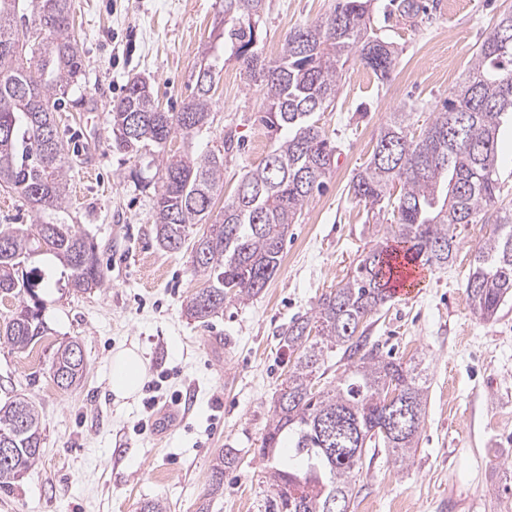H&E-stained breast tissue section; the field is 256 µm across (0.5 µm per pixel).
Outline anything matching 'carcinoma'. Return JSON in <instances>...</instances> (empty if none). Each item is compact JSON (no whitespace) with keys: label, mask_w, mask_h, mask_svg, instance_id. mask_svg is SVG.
Returning <instances> with one entry per match:
<instances>
[{"label":"carcinoma","mask_w":512,"mask_h":512,"mask_svg":"<svg viewBox=\"0 0 512 512\" xmlns=\"http://www.w3.org/2000/svg\"><path fill=\"white\" fill-rule=\"evenodd\" d=\"M265 2L224 0L222 47L204 51L193 94L180 111H163L149 83L135 77L108 112L118 148L152 147L161 154L162 185L153 213L158 244L179 251L190 226L207 225L191 248L192 265L205 276V286L186 304L190 317L202 323L224 310V302L248 300L266 288L280 268L288 227L326 188L335 147L320 116L335 100L348 60L358 59L381 81L398 64L393 42L371 28L370 0H336L325 21L289 32L282 54L268 61L259 47ZM226 58L263 91L267 107L260 121L274 135V146L244 173L216 213L215 200L224 192V154L233 149V137L200 155L171 154L166 145L177 134L193 137L209 126L212 90ZM81 74L70 0H0V187L48 216L40 224L0 230L9 243L0 249V295L33 301L0 330V338L18 351L47 331L36 291L45 275L24 277L22 264L49 255L66 286L78 292L104 282L94 247L60 217L70 167L55 113ZM132 115L139 124L128 138ZM510 118L512 6L500 12L465 78L431 123L415 135L409 113H391L368 164L352 178L353 194L370 208H393L391 231L399 247L370 251L344 284L323 294L310 315L282 333L295 357L276 391L258 449L278 512H350L367 449L382 448L400 462L417 450L427 376L355 335L390 297L399 260L444 266L455 251L458 225L490 223L494 229L478 249L466 284L470 305L490 320L512 296V201L501 195L497 168L498 132ZM78 345L59 346L52 360L53 374L66 375L57 382L63 391L84 375V356L73 354ZM332 352L340 355L343 371L317 389ZM393 418L405 432L383 435ZM5 434L14 436L16 452L0 456L1 490L13 488L40 461L42 425L33 402L15 398L0 404V437ZM285 443L291 449L286 461L280 454ZM237 461L234 448L218 453L208 502L199 512H209L211 502L224 497V470Z\"/></svg>","instance_id":"cac0c4a2"}]
</instances>
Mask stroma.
I'll return each instance as SVG.
<instances>
[{
    "instance_id": "1",
    "label": "stroma",
    "mask_w": 512,
    "mask_h": 512,
    "mask_svg": "<svg viewBox=\"0 0 512 512\" xmlns=\"http://www.w3.org/2000/svg\"><path fill=\"white\" fill-rule=\"evenodd\" d=\"M372 0V25L394 42L400 61L387 80L349 62L321 123L338 151L327 190L290 225L281 266L256 297L228 301L208 324L190 318L188 298L204 285L190 247L169 252L155 239L153 205L161 181L149 156L116 148L107 111L131 78L145 79L162 109L179 111L194 87L203 49L221 29V0H72L83 74L58 113L71 162L67 223L94 244L100 288L40 289L49 332L19 352L0 342V402L33 400L42 417L41 459L16 486L0 491V512H139L162 499L169 512H198L220 449L239 451L224 473V498L212 512H271L272 488L258 454L275 390L287 376L282 333L322 294L352 276L370 250L393 244L392 215L375 219L349 189L369 161L391 113L429 122L464 77L469 61L512 0ZM334 0H267L260 23L266 59L288 33L324 19ZM265 99L235 62L215 86L212 124L167 147L196 154L232 134L224 156V193L273 146L257 120ZM490 232L484 223L456 230L448 265L426 268L413 292L369 315L360 334L403 364L429 374L418 448L405 462L366 452L351 512H512V299L485 321L471 310L466 282ZM82 344L87 372L60 390L52 356L62 342ZM138 347L145 379L163 397L192 403L165 433L138 432L150 392L116 400L112 356Z\"/></svg>"
}]
</instances>
